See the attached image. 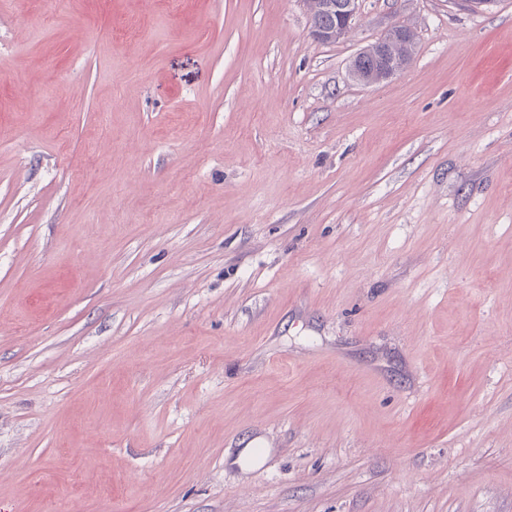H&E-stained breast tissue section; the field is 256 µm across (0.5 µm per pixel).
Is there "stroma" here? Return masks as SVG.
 Listing matches in <instances>:
<instances>
[{"mask_svg": "<svg viewBox=\"0 0 512 512\" xmlns=\"http://www.w3.org/2000/svg\"><path fill=\"white\" fill-rule=\"evenodd\" d=\"M0 512H512V0H0ZM359 0H325L322 5V12L334 11L335 16L323 14L321 19L326 24H322L320 19L313 18L309 11V23L311 35L319 40L325 42H336L345 39L353 32L354 18L357 12V2ZM411 30L407 27H401L395 24H391L387 27L381 37L368 46V48L359 52L351 62V71L352 73L359 79L362 83L366 85L376 84L384 79H388L397 73L404 70L405 66L410 63V61L405 62L403 65H400L399 60H395L394 56L391 54L392 44L409 42V34ZM370 49L377 54L380 61V67L375 69L369 74H363L357 69V61L360 56L367 53Z\"/></svg>", "mask_w": 512, "mask_h": 512, "instance_id": "obj_1", "label": "stroma"}]
</instances>
